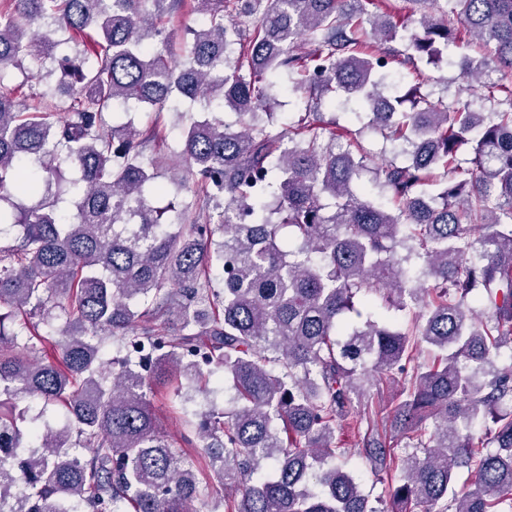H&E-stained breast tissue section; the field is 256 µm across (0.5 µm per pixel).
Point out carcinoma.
Instances as JSON below:
<instances>
[{
  "mask_svg": "<svg viewBox=\"0 0 512 512\" xmlns=\"http://www.w3.org/2000/svg\"><path fill=\"white\" fill-rule=\"evenodd\" d=\"M413 2L417 30L381 0H193L177 53L185 0H0V224L18 230L0 245V512H196L213 484L223 512H512V0ZM445 52L487 111L387 83ZM28 60L39 83L60 73L33 105L5 81ZM279 92L308 99L275 131ZM338 92L361 128L323 125ZM181 98L201 112L171 183L200 184L206 224L156 206L166 157L127 107ZM365 130L406 162L369 166ZM171 378L176 438L152 403ZM33 396L65 422L27 419ZM348 420L387 507L345 470Z\"/></svg>",
  "mask_w": 512,
  "mask_h": 512,
  "instance_id": "1",
  "label": "carcinoma"
}]
</instances>
